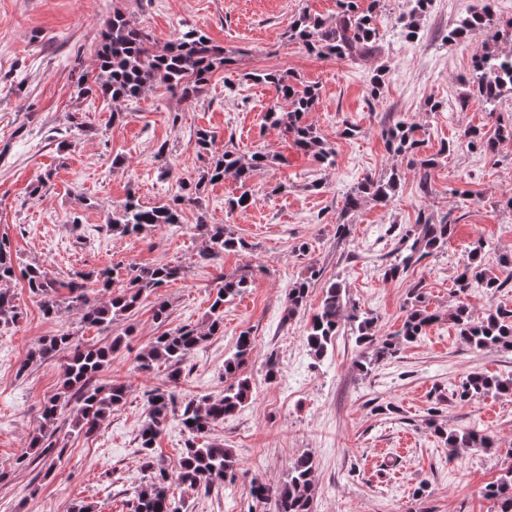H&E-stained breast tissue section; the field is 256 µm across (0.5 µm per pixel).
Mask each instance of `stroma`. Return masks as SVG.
I'll return each mask as SVG.
<instances>
[{"instance_id":"1","label":"stroma","mask_w":512,"mask_h":512,"mask_svg":"<svg viewBox=\"0 0 512 512\" xmlns=\"http://www.w3.org/2000/svg\"><path fill=\"white\" fill-rule=\"evenodd\" d=\"M116 9L160 47L176 30H202L223 46L229 63L191 101L162 85L116 104L79 94L75 70L93 68L101 29ZM409 9V0H385L376 18L380 50L355 62L317 56L285 37L299 13L334 15L336 0H0V235L8 238L16 267L39 262L63 281L108 266L183 269L180 279L143 295L130 316L105 332L84 324L75 310L46 318L23 279L7 284L19 318L0 325V512H74L78 504L131 512L133 491L146 481L136 441L147 415L145 392L168 390L180 404L220 396L224 360L243 332L256 342L245 366L251 397L209 435L235 453L236 478L208 494L175 487L181 512H265L249 494L251 479L282 481L304 453L316 463L315 512H495L485 488L512 448V395L462 402L454 391L472 372L512 374V351L472 348L447 314L457 303L455 278L478 241L492 245L483 265L493 273L499 254L512 252V140L501 141L492 159L465 146L451 152L432 171L426 195L407 158L386 149L381 130L411 119L424 127V150L434 154L465 128L489 138L497 125L512 124V94L493 109L470 95L474 46L444 41L467 15L459 0H432L418 38L407 41L399 19ZM384 65V90L374 100L370 79ZM271 70L318 89L305 121L333 148L334 166L319 165L266 124L277 92L250 76ZM431 100L445 102L446 110L428 111ZM348 125L357 126L356 135H344ZM201 129L214 133L216 150L231 144L245 155H274L255 175L256 204L231 208L239 190L228 176L206 185L199 203L184 206L181 223L137 236L109 231L108 214L127 196L151 205L197 179L208 163L196 144ZM394 167L403 179L388 206L367 200L343 213L354 186ZM42 178L41 195H30ZM422 211L449 215L454 233L444 249L391 277L398 240ZM341 218L349 228L343 237L336 234ZM201 219L224 225L247 249L200 259ZM302 243L308 251L300 256L295 247ZM314 267L322 277L306 313L287 318L290 286ZM241 273L249 286L225 303L223 333L187 355L178 383H170L162 363L137 370L156 336L184 325L206 328L222 276ZM333 278L376 316L379 335L400 329L406 290L417 280L440 318L366 373L354 365L360 349L345 327L325 357L315 359L306 327ZM162 301L169 316L161 323L153 310ZM62 333L86 346L123 336L98 378L125 384L128 393L93 433L73 430L72 413L62 415L51 436L62 455L52 461L29 447L28 436L41 404L59 391L62 361L30 365L26 358L39 339ZM271 355L279 369L273 381L265 377ZM286 384L293 385L291 394L283 393ZM433 405L443 426L487 434L493 448L449 451L423 424ZM21 456L30 459L28 468H18Z\"/></svg>"}]
</instances>
